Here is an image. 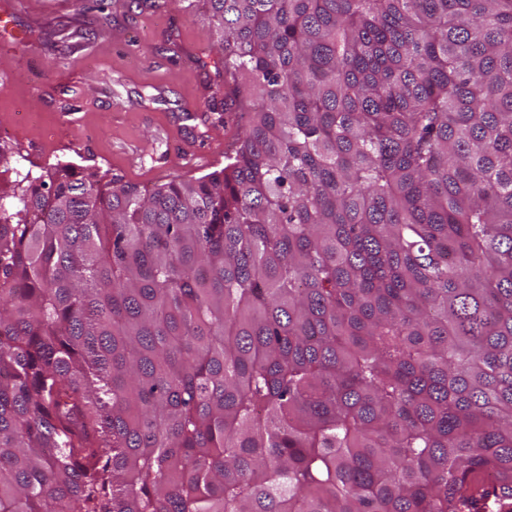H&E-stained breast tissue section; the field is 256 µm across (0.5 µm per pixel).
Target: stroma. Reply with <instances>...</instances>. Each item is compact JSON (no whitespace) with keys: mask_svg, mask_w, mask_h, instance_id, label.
Returning <instances> with one entry per match:
<instances>
[{"mask_svg":"<svg viewBox=\"0 0 512 512\" xmlns=\"http://www.w3.org/2000/svg\"><path fill=\"white\" fill-rule=\"evenodd\" d=\"M77 9L78 0L30 5L17 16L23 37L0 51L10 74L0 82V192L58 162L150 189L180 172L185 153L234 148L228 128L238 116L217 93L224 72L212 65L204 0L135 17L127 0H106L95 37L74 49L50 45L48 33L73 23Z\"/></svg>","mask_w":512,"mask_h":512,"instance_id":"35a3bbf8","label":"stroma"}]
</instances>
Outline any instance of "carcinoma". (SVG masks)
Instances as JSON below:
<instances>
[{"instance_id": "1", "label": "carcinoma", "mask_w": 512, "mask_h": 512, "mask_svg": "<svg viewBox=\"0 0 512 512\" xmlns=\"http://www.w3.org/2000/svg\"><path fill=\"white\" fill-rule=\"evenodd\" d=\"M205 2L224 168L0 195V512L512 506V0Z\"/></svg>"}]
</instances>
